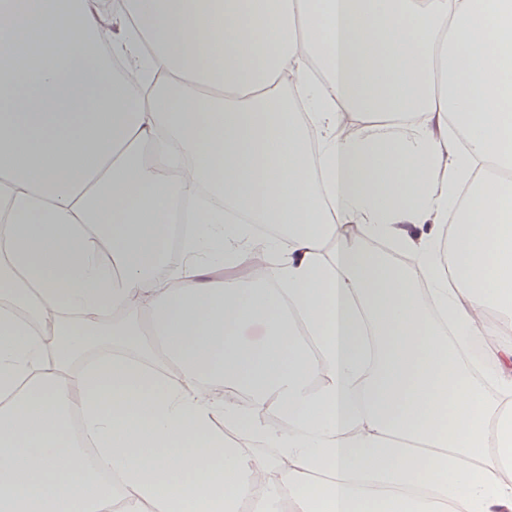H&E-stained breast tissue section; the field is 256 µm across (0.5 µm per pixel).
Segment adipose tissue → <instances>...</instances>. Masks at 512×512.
Wrapping results in <instances>:
<instances>
[{
    "label": "adipose tissue",
    "instance_id": "ef3b65f1",
    "mask_svg": "<svg viewBox=\"0 0 512 512\" xmlns=\"http://www.w3.org/2000/svg\"><path fill=\"white\" fill-rule=\"evenodd\" d=\"M123 10L118 38L98 0H0V512H112L113 474L126 512H512V379L465 357L512 330V0ZM200 189L195 264L158 277ZM132 307L138 370L72 373L64 310ZM219 417L276 449L265 496Z\"/></svg>",
    "mask_w": 512,
    "mask_h": 512
}]
</instances>
